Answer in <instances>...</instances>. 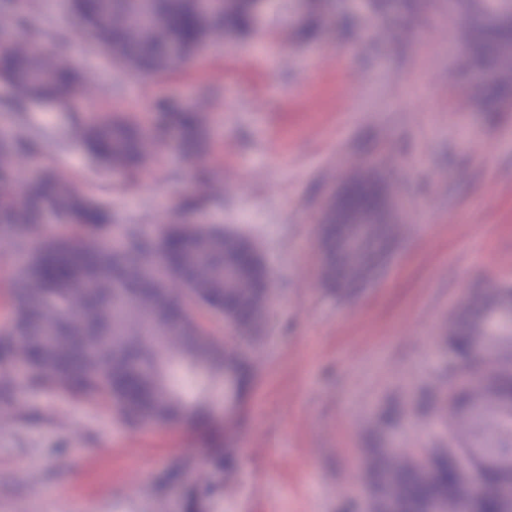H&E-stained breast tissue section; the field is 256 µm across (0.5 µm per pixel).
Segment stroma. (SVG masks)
Segmentation results:
<instances>
[{"mask_svg": "<svg viewBox=\"0 0 512 512\" xmlns=\"http://www.w3.org/2000/svg\"><path fill=\"white\" fill-rule=\"evenodd\" d=\"M40 44L68 33L85 74L64 112L29 108L62 146L16 162L18 181L53 167L117 224L146 230L206 189L202 218L248 234L278 289L255 378L232 418L212 426L129 424L102 401L27 387L22 363L0 402V512H186L154 485L184 461L205 475L209 443L236 465L197 512H361L375 448H414L433 430L410 409L447 365L434 342L469 292L512 283V109L490 111L478 70L461 69L448 0H334L320 30L296 38L298 0H266L260 35L203 49L186 66L140 79L113 66L58 0H38ZM193 103L211 137L189 159L169 134L135 175L100 167L80 145L86 113L153 126L154 102ZM355 165L398 190L401 236L368 285L336 293L319 278L318 212ZM396 412L398 420L386 425Z\"/></svg>", "mask_w": 512, "mask_h": 512, "instance_id": "stroma-1", "label": "stroma"}]
</instances>
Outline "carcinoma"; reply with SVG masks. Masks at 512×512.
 Here are the masks:
<instances>
[{"mask_svg":"<svg viewBox=\"0 0 512 512\" xmlns=\"http://www.w3.org/2000/svg\"><path fill=\"white\" fill-rule=\"evenodd\" d=\"M68 8L113 62L148 77L180 68L226 33L253 36L260 0H221L209 18L201 17L198 0H68ZM504 16H512V0L474 6L465 36L475 46L465 65L501 68L503 49L512 46ZM37 20L24 0H0V81L13 92L0 108L20 126L30 104L67 108L74 89L84 84L63 51L29 43ZM156 110L158 122L149 129L121 116L88 118L86 151L108 169L133 173L154 161L150 142L173 130L185 155L206 150L208 121L196 106L162 101ZM47 147L40 131L0 135V238L24 253L10 319L0 330V365L20 360L31 383L59 387L77 399L105 400L129 423L207 421L200 369L215 376L222 368L230 371L237 392L252 370L245 351L266 338L270 308L260 302L270 274L262 258L238 231L186 222L216 202L206 194L184 198L153 234L138 224H114L111 209L91 204L54 169L18 183L16 159ZM384 181L381 174L346 184L340 198L345 220L377 217ZM48 218L75 233L29 245ZM346 231L347 225L334 222L323 231L322 282L329 288L360 285V267L382 260L390 240L379 226L356 260L336 249ZM511 304L512 297L500 294L473 296L440 337L466 370L465 379L457 385L446 373L422 389L415 416L441 420L448 436L400 453L378 448L367 459L372 492L378 497L390 486L400 512H434L438 504L447 512H467L458 491L461 466L481 471L491 484L512 478V332L485 335L489 316ZM194 307L221 315L231 340L210 343ZM230 462L223 453L212 456L208 488ZM477 512H512V500L491 495Z\"/></svg>","mask_w":512,"mask_h":512,"instance_id":"1","label":"carcinoma"}]
</instances>
